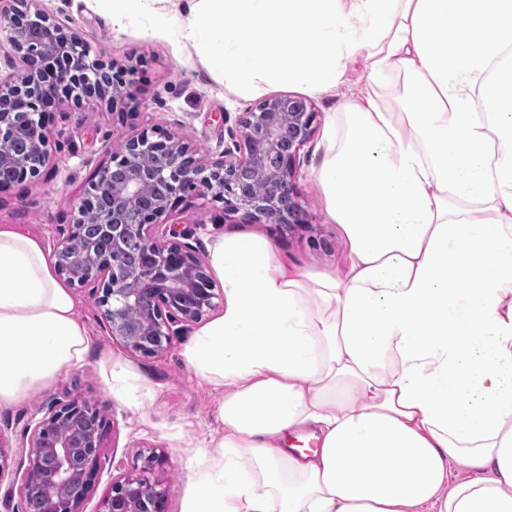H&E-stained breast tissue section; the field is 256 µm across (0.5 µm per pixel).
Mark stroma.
Instances as JSON below:
<instances>
[{"label":"stroma","instance_id":"obj_1","mask_svg":"<svg viewBox=\"0 0 512 512\" xmlns=\"http://www.w3.org/2000/svg\"><path fill=\"white\" fill-rule=\"evenodd\" d=\"M34 5L78 34L91 58L133 79L135 94L120 112L105 100L53 105L47 144L51 175L29 176L0 191V224L19 225L39 237L48 251H55L67 234L74 219L72 205L94 173L111 165L128 137L155 128L176 133L211 165L223 160L224 142L243 113L268 97L264 91L228 89L223 70L199 60L180 21L162 22L145 13L119 27L112 23L110 0H35ZM365 66L363 57H355L336 91L310 99L316 121L300 150L297 173L304 225L281 228L240 212H223L220 204L190 195L171 221L189 231L188 242L200 258H207L214 235L260 232L291 265L327 271L341 264L345 244L338 226L327 218L313 172L323 155L325 122L345 102L360 98ZM72 293L93 345L83 364L26 401L0 408V441L12 454L11 464L0 472V512H25L22 484L32 430L51 406L80 395L91 399L108 422L97 482L83 512H99L113 481L134 473L141 454L152 450L163 456L154 476L170 487L165 512H186L192 457L223 430L217 418L221 390L201 382L182 355L192 324L172 323L168 347L145 357L112 338L90 287L76 286ZM109 360L130 371L129 395L116 396L103 383L101 365Z\"/></svg>","mask_w":512,"mask_h":512}]
</instances>
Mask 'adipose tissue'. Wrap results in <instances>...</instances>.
I'll return each mask as SVG.
<instances>
[{
    "label": "adipose tissue",
    "mask_w": 512,
    "mask_h": 512,
    "mask_svg": "<svg viewBox=\"0 0 512 512\" xmlns=\"http://www.w3.org/2000/svg\"><path fill=\"white\" fill-rule=\"evenodd\" d=\"M193 3L186 37L230 87L327 94L358 55L368 73L314 171L342 265L208 244L224 306L184 357L223 387L224 434L186 512H512V0ZM91 346L43 242L0 225V407Z\"/></svg>",
    "instance_id": "obj_1"
}]
</instances>
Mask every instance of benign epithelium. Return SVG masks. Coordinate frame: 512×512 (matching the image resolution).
Listing matches in <instances>:
<instances>
[{"instance_id": "obj_1", "label": "benign epithelium", "mask_w": 512, "mask_h": 512, "mask_svg": "<svg viewBox=\"0 0 512 512\" xmlns=\"http://www.w3.org/2000/svg\"><path fill=\"white\" fill-rule=\"evenodd\" d=\"M32 0H0V31L18 49L23 27L35 22L42 27L46 47L22 56L23 72L0 81V121L6 115L27 118L36 161L30 173L39 175L49 166L46 113L42 105L57 96L59 86L76 101L103 100L112 96V107L122 97H132L133 81L117 79L108 90L98 83L104 65L90 61L80 67H61V53L51 40L60 36L66 46H84L74 34H66L45 13L31 9ZM316 112L298 96L281 95L263 101L241 117L245 133L237 140L229 133L224 160L205 164L184 139L167 132L143 131L127 139L124 153L100 169L84 196L74 206V221L56 250L59 276L73 286H93L112 337L144 356L162 352L170 340V324L197 322L215 307L214 285L205 266L187 244L167 233L164 226L183 199L195 193L224 203V211L274 224H301L302 209L296 188L299 151L312 133ZM288 129V146L281 135ZM279 155V167L260 198L238 194L231 187L239 171L257 167L270 155ZM167 183V194L148 213L129 218L153 183ZM98 210L95 233L86 240L82 264L66 260L68 244L83 230V215ZM136 240L143 251L135 266L128 264L127 244ZM97 411L88 400L71 399L51 407L35 425L28 443V467L23 496H39L44 512H82L98 471L105 428L82 432L78 421ZM161 456L145 457L142 474L112 483L101 512H141L140 501H165L169 488L149 477Z\"/></svg>"}]
</instances>
